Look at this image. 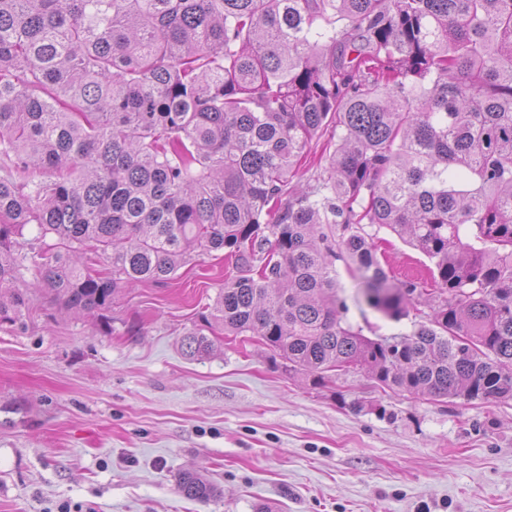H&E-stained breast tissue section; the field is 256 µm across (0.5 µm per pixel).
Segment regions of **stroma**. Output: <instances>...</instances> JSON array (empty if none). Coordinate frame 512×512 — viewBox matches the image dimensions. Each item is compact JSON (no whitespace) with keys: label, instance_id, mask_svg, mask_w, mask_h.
<instances>
[{"label":"stroma","instance_id":"35a3bbf8","mask_svg":"<svg viewBox=\"0 0 512 512\" xmlns=\"http://www.w3.org/2000/svg\"><path fill=\"white\" fill-rule=\"evenodd\" d=\"M374 237L395 272L428 282L421 252ZM232 271L202 255L124 290L108 317L0 328V512H512V400L430 401L356 372L316 387L220 329L209 357L183 356ZM336 273L346 322L410 331ZM190 467L222 497L184 499L175 476Z\"/></svg>","mask_w":512,"mask_h":512}]
</instances>
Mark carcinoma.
<instances>
[{"label": "carcinoma", "instance_id": "obj_1", "mask_svg": "<svg viewBox=\"0 0 512 512\" xmlns=\"http://www.w3.org/2000/svg\"><path fill=\"white\" fill-rule=\"evenodd\" d=\"M329 130L327 176L295 184ZM373 225L432 289L388 276ZM218 251L215 318L288 370L512 400V0H0V327L38 311L29 280L103 315ZM337 260L411 331L344 321ZM176 486L220 496L192 468ZM366 230L374 234L375 242L379 245V249L387 256L388 262L396 274L408 276L423 282L426 288H431L430 280L427 272L428 259L418 250L401 240L396 234L387 228L377 229L366 228Z\"/></svg>", "mask_w": 512, "mask_h": 512}]
</instances>
